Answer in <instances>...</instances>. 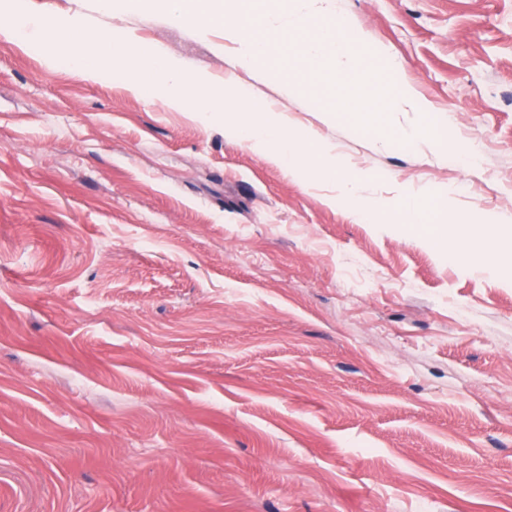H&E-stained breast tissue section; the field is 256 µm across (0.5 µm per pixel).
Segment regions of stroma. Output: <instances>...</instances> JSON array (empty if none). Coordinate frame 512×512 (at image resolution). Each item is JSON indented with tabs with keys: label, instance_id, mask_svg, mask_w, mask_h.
Masks as SVG:
<instances>
[{
	"label": "stroma",
	"instance_id": "obj_1",
	"mask_svg": "<svg viewBox=\"0 0 512 512\" xmlns=\"http://www.w3.org/2000/svg\"><path fill=\"white\" fill-rule=\"evenodd\" d=\"M430 119L362 130L223 28L89 16L263 99L352 169L243 144L223 115L0 37V512H512V271L404 224L512 218V0H332Z\"/></svg>",
	"mask_w": 512,
	"mask_h": 512
}]
</instances>
